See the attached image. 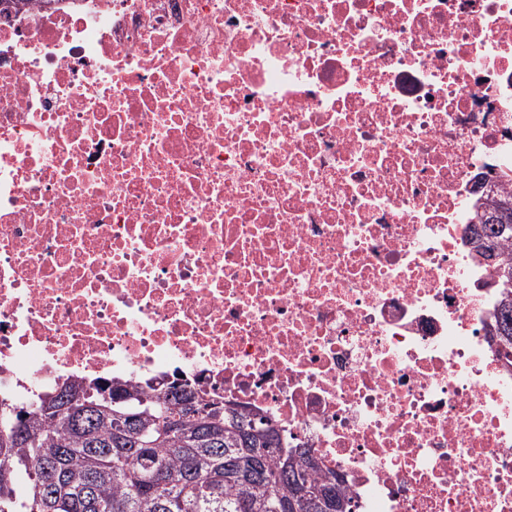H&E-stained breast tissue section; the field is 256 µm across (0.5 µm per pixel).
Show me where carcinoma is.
<instances>
[{
	"mask_svg": "<svg viewBox=\"0 0 512 512\" xmlns=\"http://www.w3.org/2000/svg\"><path fill=\"white\" fill-rule=\"evenodd\" d=\"M473 248L494 244L496 344L512 354V193L476 206ZM109 393L111 402L102 401ZM188 381L146 386L75 381L48 396L54 412L1 404L0 512H352L343 481L318 476L307 448L237 405L200 411Z\"/></svg>",
	"mask_w": 512,
	"mask_h": 512,
	"instance_id": "cac0c4a2",
	"label": "carcinoma"
}]
</instances>
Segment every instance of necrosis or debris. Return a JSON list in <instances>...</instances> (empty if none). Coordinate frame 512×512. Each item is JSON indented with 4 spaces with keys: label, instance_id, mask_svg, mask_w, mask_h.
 <instances>
[{
    "label": "necrosis or debris",
    "instance_id": "obj_1",
    "mask_svg": "<svg viewBox=\"0 0 512 512\" xmlns=\"http://www.w3.org/2000/svg\"><path fill=\"white\" fill-rule=\"evenodd\" d=\"M509 168L512 0L0 7V400L182 376L353 512H512ZM504 217L508 223H503ZM467 229L477 254L488 243H493L497 250L498 260L489 250H482L483 256H480L484 261L496 260L489 264L495 272L492 283L495 284L493 288H498L499 302L494 315V331L489 336H493L492 340L496 339L497 346L506 356H511L512 247L509 248V244H512V193L487 195L485 202L476 205Z\"/></svg>",
    "mask_w": 512,
    "mask_h": 512
}]
</instances>
